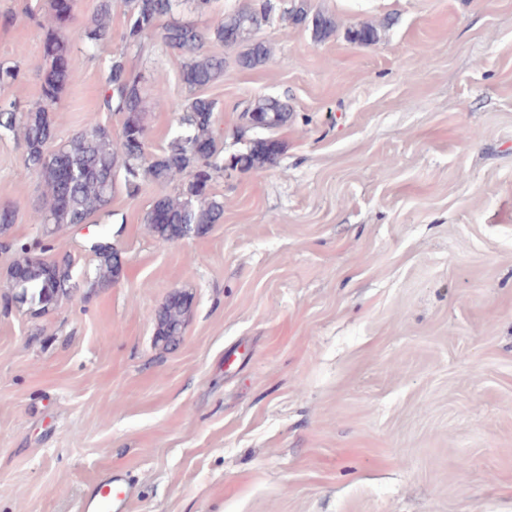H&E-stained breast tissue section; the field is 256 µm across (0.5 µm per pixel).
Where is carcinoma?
<instances>
[{
    "label": "carcinoma",
    "instance_id": "obj_1",
    "mask_svg": "<svg viewBox=\"0 0 512 512\" xmlns=\"http://www.w3.org/2000/svg\"><path fill=\"white\" fill-rule=\"evenodd\" d=\"M124 4L125 26L121 33L124 51L112 57L101 92L99 111L122 116L119 140L112 130L96 123L73 135L57 149L49 150L55 138L51 112L58 107L60 94L71 80L70 56L61 30L73 19L75 0H49L48 12L33 17L45 30L43 56L46 68L41 83L39 102L21 112L14 101L0 104V130L19 132L24 147L23 167L36 175L44 185L40 224L46 232L65 224H85L94 215L107 210L112 203L118 172L124 173L129 195L138 194L143 183L158 186L174 185V193L156 198L144 217L158 241L168 243L183 224H194L198 232L217 224L224 216V201L209 192L216 178L224 173V154L218 148L216 112L218 103L200 90L224 78V56L207 50L210 44L240 49L237 64L246 69L264 63L269 49L256 38L268 22L276 5L273 0H247L241 6L224 12V18L211 26H201L186 19L183 5L191 0H121ZM115 0H98L84 28L85 39L95 44L112 35L110 21ZM284 19L311 31L317 41L335 31L334 19L322 12L311 11L307 0H292L284 11ZM160 37L172 52L183 57L182 81L189 96L182 105L179 127L167 148L148 159L129 150V140L146 143L148 91L143 77L128 67L125 51L143 55L150 51V41ZM351 41L369 45L377 41L378 28L360 25L350 30ZM250 112L262 127L237 128L240 137L262 130L270 134L288 126L293 112L288 101L272 96L251 101L242 113ZM206 145L214 159L204 163L192 151ZM279 152L276 139H250L249 149L234 155L229 168L260 170L271 163ZM67 159L68 175L59 169L57 155ZM22 255L12 264L8 276L16 293L14 299L29 303L42 312L57 308L79 289L74 280L73 259L64 254L45 256L44 249L22 246ZM97 273L91 286L112 284L120 271L119 256L111 250L94 251ZM188 308L166 301L156 314L155 343L169 348L182 335Z\"/></svg>",
    "mask_w": 512,
    "mask_h": 512
}]
</instances>
